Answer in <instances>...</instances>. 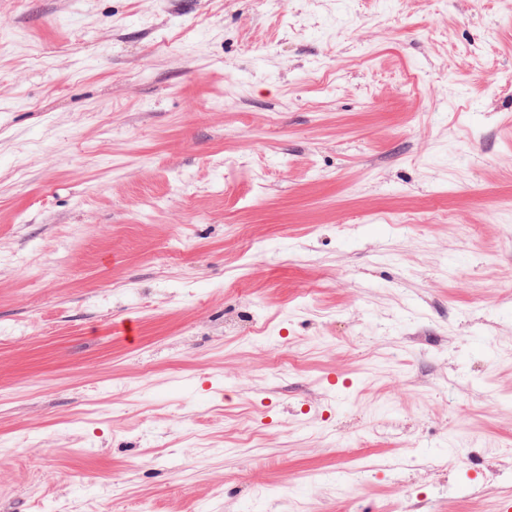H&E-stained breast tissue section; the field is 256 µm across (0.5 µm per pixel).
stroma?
<instances>
[{
  "mask_svg": "<svg viewBox=\"0 0 512 512\" xmlns=\"http://www.w3.org/2000/svg\"><path fill=\"white\" fill-rule=\"evenodd\" d=\"M512 0H0V512H500Z\"/></svg>",
  "mask_w": 512,
  "mask_h": 512,
  "instance_id": "stroma-1",
  "label": "stroma"
}]
</instances>
